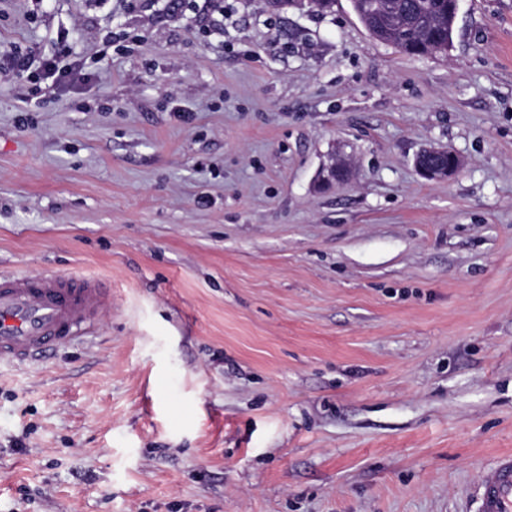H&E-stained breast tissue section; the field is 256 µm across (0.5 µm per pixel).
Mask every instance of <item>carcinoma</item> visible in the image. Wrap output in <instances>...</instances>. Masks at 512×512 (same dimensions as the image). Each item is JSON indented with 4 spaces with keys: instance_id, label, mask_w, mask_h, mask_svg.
I'll list each match as a JSON object with an SVG mask.
<instances>
[{
    "instance_id": "1",
    "label": "carcinoma",
    "mask_w": 512,
    "mask_h": 512,
    "mask_svg": "<svg viewBox=\"0 0 512 512\" xmlns=\"http://www.w3.org/2000/svg\"><path fill=\"white\" fill-rule=\"evenodd\" d=\"M371 9L365 11L359 21L378 41L409 56L422 55L429 46H451L452 0H399L401 10L394 16L392 29L380 28V21L387 10V0H360Z\"/></svg>"
}]
</instances>
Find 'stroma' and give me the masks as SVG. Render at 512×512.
I'll list each match as a JSON object with an SVG mask.
<instances>
[{
    "label": "stroma",
    "mask_w": 512,
    "mask_h": 512,
    "mask_svg": "<svg viewBox=\"0 0 512 512\" xmlns=\"http://www.w3.org/2000/svg\"><path fill=\"white\" fill-rule=\"evenodd\" d=\"M169 2L0 0V52L92 74L0 82V274L112 295L0 361V512H468L512 454V0L426 57L349 0ZM72 49L67 39L61 42V48L57 54L37 59L35 55H15L6 67L0 66V79L8 78L16 73L28 72L34 68L35 78L42 80L44 90L56 94L83 81L87 74L82 73L83 65L75 63L72 59ZM427 157L431 159L428 164H422L417 159L415 166L420 175L429 181H440L451 177L461 166L462 160L448 148H427ZM447 159V164L443 161ZM449 159V163H448Z\"/></svg>",
    "instance_id": "obj_1"
}]
</instances>
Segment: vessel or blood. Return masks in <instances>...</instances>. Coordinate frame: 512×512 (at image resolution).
I'll return each mask as SVG.
<instances>
[{
  "mask_svg": "<svg viewBox=\"0 0 512 512\" xmlns=\"http://www.w3.org/2000/svg\"><path fill=\"white\" fill-rule=\"evenodd\" d=\"M99 279L72 274H0V359L24 361L69 344L110 306ZM476 512H512V455L481 479Z\"/></svg>",
  "mask_w": 512,
  "mask_h": 512,
  "instance_id": "vessel-or-blood-1",
  "label": "vessel or blood"
}]
</instances>
